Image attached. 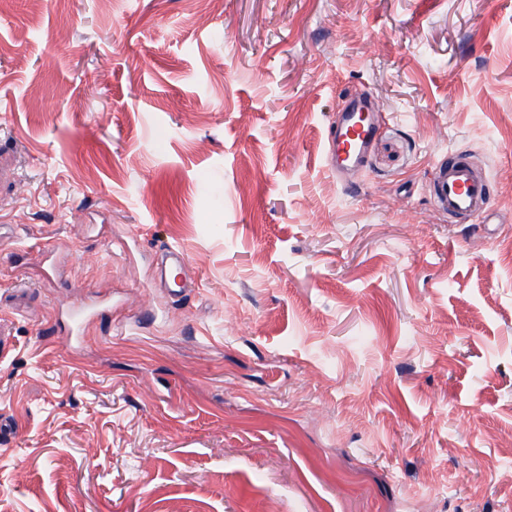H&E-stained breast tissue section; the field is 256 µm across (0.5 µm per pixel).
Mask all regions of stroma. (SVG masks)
I'll list each match as a JSON object with an SVG mask.
<instances>
[{
  "label": "stroma",
  "mask_w": 512,
  "mask_h": 512,
  "mask_svg": "<svg viewBox=\"0 0 512 512\" xmlns=\"http://www.w3.org/2000/svg\"><path fill=\"white\" fill-rule=\"evenodd\" d=\"M0 420V512H512V0H0ZM345 107L336 113L329 129L331 166L336 173L358 169L364 163L375 136V123L362 113L374 112L373 100L357 92L347 94ZM430 193L448 217H479L489 208L488 179L461 155H448L435 163Z\"/></svg>",
  "instance_id": "35a3bbf8"
}]
</instances>
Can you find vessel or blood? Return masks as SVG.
Masks as SVG:
<instances>
[{
    "label": "vessel or blood",
    "instance_id": "obj_1",
    "mask_svg": "<svg viewBox=\"0 0 512 512\" xmlns=\"http://www.w3.org/2000/svg\"><path fill=\"white\" fill-rule=\"evenodd\" d=\"M373 110L370 97L352 92L337 112L328 133L331 165L337 172L362 166L375 136V124L369 117ZM430 193L438 209L451 217H478L489 208L488 179L461 155L445 156L435 163Z\"/></svg>",
    "mask_w": 512,
    "mask_h": 512
}]
</instances>
